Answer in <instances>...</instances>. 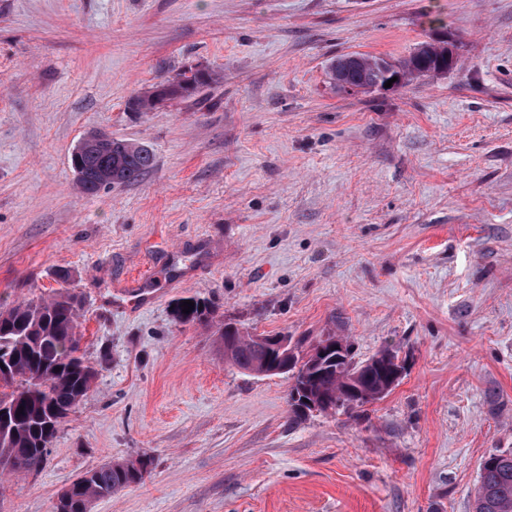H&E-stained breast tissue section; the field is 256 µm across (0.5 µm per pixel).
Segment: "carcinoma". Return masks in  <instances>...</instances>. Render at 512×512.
<instances>
[{
	"mask_svg": "<svg viewBox=\"0 0 512 512\" xmlns=\"http://www.w3.org/2000/svg\"><path fill=\"white\" fill-rule=\"evenodd\" d=\"M441 61L447 62L446 53L434 49L429 50L424 64L412 54L389 62L358 54L341 65V74L351 85L364 80L383 83L395 73L410 82L430 75ZM210 80V74L195 71L182 73L177 81L168 80L160 86L174 100L195 95ZM155 163V154L148 145L117 138L71 157L78 174L76 186L86 195L109 186L102 179L108 169L112 170V184L131 185L147 175ZM189 300L194 302L189 313L182 312L183 300L175 303V321L213 322L215 310L207 299L192 295ZM78 318L79 302L71 294L30 300L0 311V474L39 472L59 427L91 389L96 372L81 354ZM221 339L224 361L254 375H268V364L279 361L282 355L277 336L267 337V343L262 344L226 324ZM396 368L394 363L385 362L382 350L362 362L352 357L338 361L336 354H329L305 379L293 382L288 399L293 418L303 417L302 398L308 393L327 397L323 408L326 414L351 408L349 404H336L337 393L350 380L364 393L362 403L374 401L376 394L394 389L390 376ZM151 465L150 458L140 457L92 468L69 485L66 498L57 501L54 512H90L95 500L140 484ZM474 512H512V452H494L482 459Z\"/></svg>",
	"mask_w": 512,
	"mask_h": 512,
	"instance_id": "obj_1",
	"label": "carcinoma"
}]
</instances>
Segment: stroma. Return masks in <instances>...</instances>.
<instances>
[{
	"mask_svg": "<svg viewBox=\"0 0 512 512\" xmlns=\"http://www.w3.org/2000/svg\"><path fill=\"white\" fill-rule=\"evenodd\" d=\"M439 38L447 73L330 78ZM186 69L217 79L128 109ZM93 130L154 168L80 193ZM61 292L96 379L43 469L0 476V512H53L145 454L144 483L91 512H472L481 459L512 452V0H0V308ZM193 294L216 323L174 320ZM223 323L406 372L295 421L290 375L226 363Z\"/></svg>",
	"mask_w": 512,
	"mask_h": 512,
	"instance_id": "1",
	"label": "stroma"
}]
</instances>
